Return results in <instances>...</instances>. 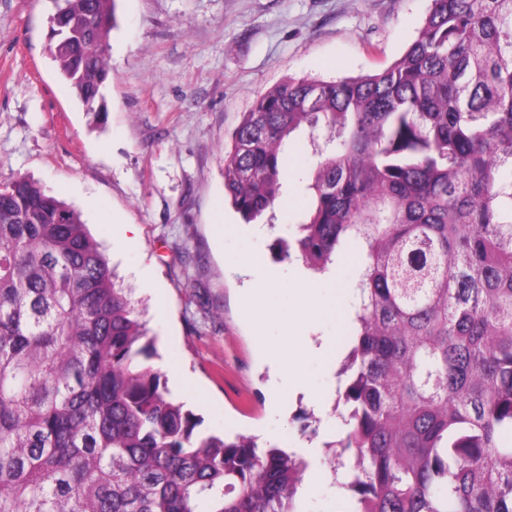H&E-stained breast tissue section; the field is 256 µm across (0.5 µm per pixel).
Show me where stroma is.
Listing matches in <instances>:
<instances>
[{
    "instance_id": "1",
    "label": "stroma",
    "mask_w": 512,
    "mask_h": 512,
    "mask_svg": "<svg viewBox=\"0 0 512 512\" xmlns=\"http://www.w3.org/2000/svg\"><path fill=\"white\" fill-rule=\"evenodd\" d=\"M431 0H117L108 111H84L48 51L56 0H0V180L27 177L75 207L156 340L151 365L201 417V433L255 438L303 456L298 512H350L325 443L344 433L333 397L270 389L268 348L289 334L299 289L352 305L354 266L319 274L279 260L274 243L300 220L314 158L306 133L288 149L273 224L244 223L224 201L221 157L243 112L284 79L332 80L388 66ZM271 289L244 307L240 269ZM334 385L324 360L283 361L280 381ZM314 414L313 430H303Z\"/></svg>"
}]
</instances>
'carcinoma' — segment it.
Returning <instances> with one entry per match:
<instances>
[{
  "mask_svg": "<svg viewBox=\"0 0 512 512\" xmlns=\"http://www.w3.org/2000/svg\"><path fill=\"white\" fill-rule=\"evenodd\" d=\"M115 4L62 0L51 25L96 115ZM300 129L314 205L275 248L321 273L357 244L346 432L325 443L356 512H512V0H432L390 66L258 98L224 149L244 223L273 209ZM155 353L80 212L0 182V512H296L308 463L197 433Z\"/></svg>",
  "mask_w": 512,
  "mask_h": 512,
  "instance_id": "cac0c4a2",
  "label": "carcinoma"
}]
</instances>
